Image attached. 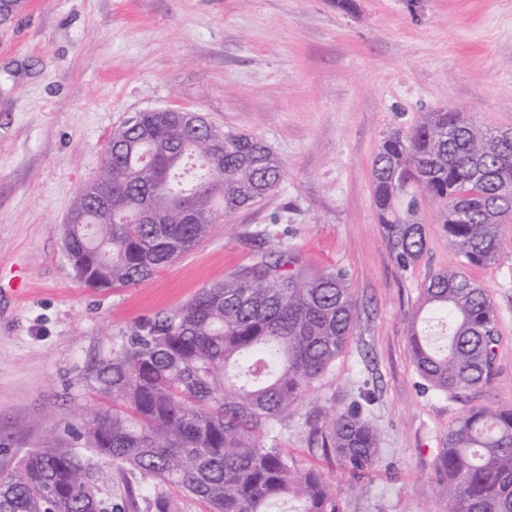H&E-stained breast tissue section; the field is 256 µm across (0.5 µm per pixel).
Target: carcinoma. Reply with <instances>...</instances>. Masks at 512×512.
I'll use <instances>...</instances> for the list:
<instances>
[{
    "label": "carcinoma",
    "instance_id": "carcinoma-1",
    "mask_svg": "<svg viewBox=\"0 0 512 512\" xmlns=\"http://www.w3.org/2000/svg\"><path fill=\"white\" fill-rule=\"evenodd\" d=\"M284 163L263 141L212 127L195 133L165 112L142 110L112 132L99 177L73 210L84 223L63 244L74 278L92 289L153 278L192 251L224 211L268 196ZM374 204L396 266L426 250L419 197L443 203L440 224L463 268L424 284L409 344L424 389L463 401L496 374V314L466 272L495 263L501 228L512 223V131L470 114L423 112L384 138L372 167ZM127 204L109 216L90 209L99 179ZM158 224L136 223L135 208ZM358 320L347 274L312 276L276 238L250 262L181 308L135 325L90 374L104 402L0 472V512H102L92 467L101 459L139 471L173 493L156 512L190 497L202 512H343L323 472L298 463L285 444L313 383L342 352ZM307 442L356 480L378 458L379 434L360 410L307 417ZM436 469L448 512H512V407L472 406L443 437Z\"/></svg>",
    "mask_w": 512,
    "mask_h": 512
}]
</instances>
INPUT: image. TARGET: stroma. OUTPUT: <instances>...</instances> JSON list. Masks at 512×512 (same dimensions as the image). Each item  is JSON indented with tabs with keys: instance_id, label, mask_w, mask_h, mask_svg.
<instances>
[{
	"instance_id": "obj_1",
	"label": "stroma",
	"mask_w": 512,
	"mask_h": 512,
	"mask_svg": "<svg viewBox=\"0 0 512 512\" xmlns=\"http://www.w3.org/2000/svg\"><path fill=\"white\" fill-rule=\"evenodd\" d=\"M512 127V0H22L0 25V468L101 401L88 377L137 322L188 303L287 232L310 272L347 273L360 319L304 407L328 412L374 392L380 452L355 481L288 445L335 481L344 512H447L435 462L467 406H512V223L496 264L471 269L499 332L496 376L467 402L424 390L411 325L425 280L461 258L425 197L426 251L399 270L373 201L372 161L392 129L441 107ZM180 107L255 136L286 165L249 209L218 212L190 254L132 288L81 286L62 253L79 188L131 113ZM114 512H154L139 472L92 469Z\"/></svg>"
}]
</instances>
